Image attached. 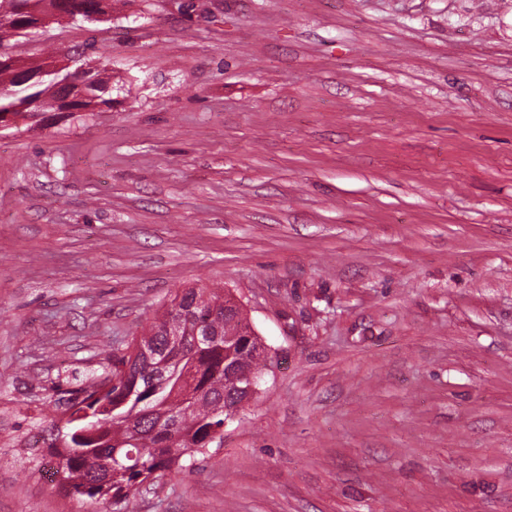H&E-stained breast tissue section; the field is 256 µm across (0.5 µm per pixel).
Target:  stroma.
<instances>
[{
  "mask_svg": "<svg viewBox=\"0 0 512 512\" xmlns=\"http://www.w3.org/2000/svg\"><path fill=\"white\" fill-rule=\"evenodd\" d=\"M112 104L0 128V512H512V0H132L11 37ZM273 365L122 508L30 445L177 291Z\"/></svg>",
  "mask_w": 512,
  "mask_h": 512,
  "instance_id": "stroma-1",
  "label": "stroma"
}]
</instances>
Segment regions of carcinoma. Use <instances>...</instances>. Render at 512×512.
<instances>
[{"label":"carcinoma","mask_w":512,"mask_h":512,"mask_svg":"<svg viewBox=\"0 0 512 512\" xmlns=\"http://www.w3.org/2000/svg\"><path fill=\"white\" fill-rule=\"evenodd\" d=\"M62 2L0 0V57L12 55L8 37L27 30L34 14ZM84 93L90 105L112 104L93 81H85ZM37 100V88L0 66V116L35 110ZM235 305L217 288L182 291L139 339L152 355L114 352L101 371L68 391L83 399L50 424L43 447L76 497L121 505L135 483L203 453L221 434L224 418L246 397L241 376L257 378L268 369L260 358L264 342L248 335L250 321L234 312ZM198 329L210 333L208 341L196 340ZM115 455L124 466L112 471Z\"/></svg>","instance_id":"cac0c4a2"}]
</instances>
